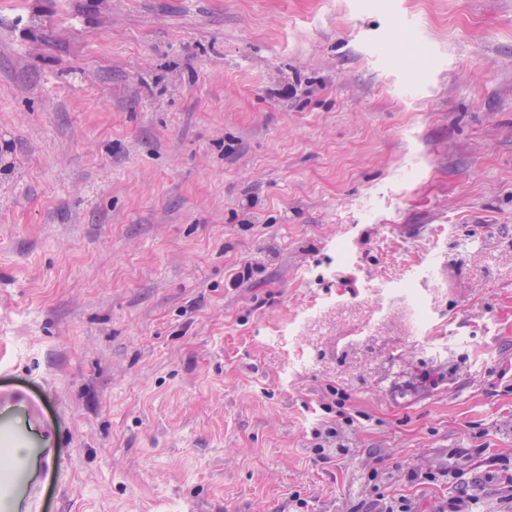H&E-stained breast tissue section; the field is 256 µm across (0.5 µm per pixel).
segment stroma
Masks as SVG:
<instances>
[{
    "instance_id": "35a3bbf8",
    "label": "stroma",
    "mask_w": 512,
    "mask_h": 512,
    "mask_svg": "<svg viewBox=\"0 0 512 512\" xmlns=\"http://www.w3.org/2000/svg\"><path fill=\"white\" fill-rule=\"evenodd\" d=\"M0 392L34 512L512 460V0H0ZM31 447L30 439L15 444L12 448H8L0 453V474L6 475L13 472L17 465H21L30 478L35 477L40 469V460L37 456L31 455L29 448Z\"/></svg>"
}]
</instances>
